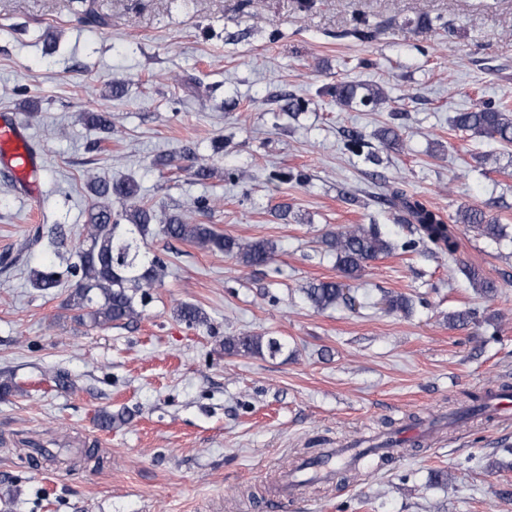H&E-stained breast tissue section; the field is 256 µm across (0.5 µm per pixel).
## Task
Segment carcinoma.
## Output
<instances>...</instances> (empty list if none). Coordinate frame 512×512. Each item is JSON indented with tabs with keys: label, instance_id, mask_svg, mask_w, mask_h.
<instances>
[{
	"label": "carcinoma",
	"instance_id": "obj_1",
	"mask_svg": "<svg viewBox=\"0 0 512 512\" xmlns=\"http://www.w3.org/2000/svg\"><path fill=\"white\" fill-rule=\"evenodd\" d=\"M337 103L350 107L381 106L387 102L384 89L375 84H338L333 89ZM86 124L112 132V119L107 113H87ZM456 128L471 131L481 136L498 139L512 145V110L506 105L485 102L470 111L459 112L454 118ZM89 190L96 199L88 211L87 233L73 252L74 276L78 277L70 295L73 306L86 310V317L97 326L119 325L137 315L136 296L145 288H153L162 281L166 269L165 261L157 255H149L138 240H146L151 234L150 225L156 220V212L149 206H139L119 214L112 213V198L126 200L137 194V185L131 181L92 180ZM399 202L410 210L423 239L433 244L448 258L456 257L458 237L454 225L462 224L481 236L499 239L503 226L488 217L482 210L465 206L457 210L452 223L443 215L419 201H410L403 194H396ZM166 236L197 243L224 252L246 268L269 264L274 255V245L258 240L243 243L233 237L217 233L209 224H189L177 214L170 215L163 224ZM328 251L336 255V266L340 276L357 278L367 265L389 254L391 243L375 226L352 224L329 233L323 239ZM466 275L472 284L488 296L497 292V284L477 270L469 267ZM31 283L41 291L58 287L57 276L41 270L32 271ZM309 303L318 309L336 304L344 296V284L336 281L311 283L304 289ZM178 316L187 324L200 328L208 325V317L196 306L183 304ZM227 351L272 354L282 351L283 344L277 339L262 334L232 336L224 340Z\"/></svg>",
	"mask_w": 512,
	"mask_h": 512
}]
</instances>
